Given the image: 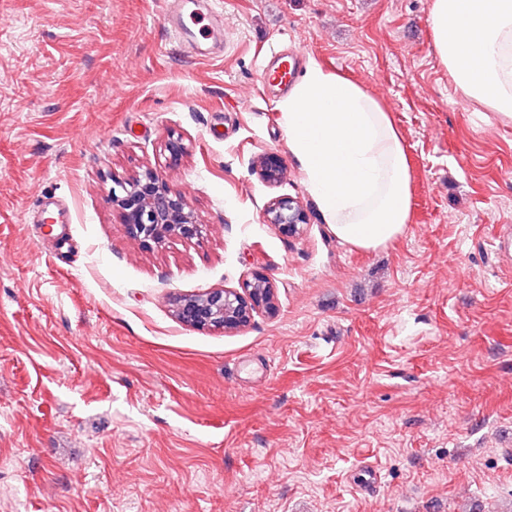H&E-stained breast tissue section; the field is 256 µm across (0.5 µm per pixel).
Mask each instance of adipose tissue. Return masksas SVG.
I'll use <instances>...</instances> for the list:
<instances>
[{
  "label": "adipose tissue",
  "mask_w": 512,
  "mask_h": 512,
  "mask_svg": "<svg viewBox=\"0 0 512 512\" xmlns=\"http://www.w3.org/2000/svg\"><path fill=\"white\" fill-rule=\"evenodd\" d=\"M429 25L463 99L512 119V0H432ZM283 110L288 146L336 237L369 251L400 235L411 211L409 158L390 113L319 68Z\"/></svg>",
  "instance_id": "1"
}]
</instances>
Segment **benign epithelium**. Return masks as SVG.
<instances>
[{
    "mask_svg": "<svg viewBox=\"0 0 512 512\" xmlns=\"http://www.w3.org/2000/svg\"><path fill=\"white\" fill-rule=\"evenodd\" d=\"M252 174L270 186L281 183L285 167L277 154H265L252 166ZM112 203L122 210L124 223L133 236L146 244H160L171 237L193 239L201 236L200 224L185 198L172 192L161 172L147 169L138 176L116 181L111 191ZM263 223L272 224L290 235L303 232L308 216L303 206L291 197L271 199L263 209ZM275 309L274 287L259 278L243 283L241 290L213 288L194 297L177 300L180 321L196 326L234 329L250 322L259 309Z\"/></svg>",
    "mask_w": 512,
    "mask_h": 512,
    "instance_id": "obj_1",
    "label": "benign epithelium"
}]
</instances>
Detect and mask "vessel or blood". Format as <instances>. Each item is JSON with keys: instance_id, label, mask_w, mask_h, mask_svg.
I'll list each match as a JSON object with an SVG mask.
<instances>
[{"instance_id": "vessel-or-blood-1", "label": "vessel or blood", "mask_w": 512, "mask_h": 512, "mask_svg": "<svg viewBox=\"0 0 512 512\" xmlns=\"http://www.w3.org/2000/svg\"><path fill=\"white\" fill-rule=\"evenodd\" d=\"M163 19L179 40L194 51L213 49L222 43V32L216 14L202 8L199 0H162ZM300 56L279 51L265 59L261 78L268 91L276 96L287 95Z\"/></svg>"}]
</instances>
